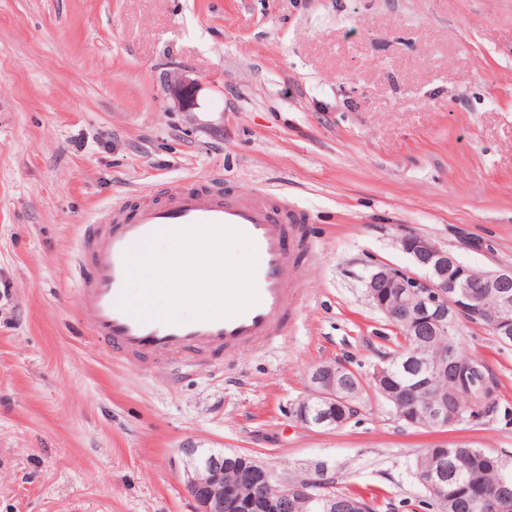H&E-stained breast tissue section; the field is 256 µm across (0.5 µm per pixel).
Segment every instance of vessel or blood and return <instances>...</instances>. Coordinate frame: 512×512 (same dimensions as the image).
<instances>
[{"instance_id":"b4317fda","label":"vessel or blood","mask_w":512,"mask_h":512,"mask_svg":"<svg viewBox=\"0 0 512 512\" xmlns=\"http://www.w3.org/2000/svg\"><path fill=\"white\" fill-rule=\"evenodd\" d=\"M308 212L272 191L239 195L220 183L161 190L159 198H122L85 225L71 267L76 309L90 336L114 358L188 364L202 352L219 357L273 343L295 316L296 290L309 254ZM221 223L249 236L257 250L259 301L233 318L169 323L156 313L124 309L129 294L125 258L146 250L159 232Z\"/></svg>"}]
</instances>
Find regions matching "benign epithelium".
<instances>
[{
	"instance_id": "1",
	"label": "benign epithelium",
	"mask_w": 512,
	"mask_h": 512,
	"mask_svg": "<svg viewBox=\"0 0 512 512\" xmlns=\"http://www.w3.org/2000/svg\"><path fill=\"white\" fill-rule=\"evenodd\" d=\"M400 250L411 262L410 267L392 264H377L363 280L366 297L370 304L383 313L398 329L403 348L391 362L375 368L373 376L378 383V394L386 401H393L395 392L381 385L397 358L403 363H427L428 368L449 373L456 388L469 390L468 366L458 363L448 350L441 352L437 360L426 361L425 353L410 346L408 336H452L459 318L473 325L484 326L494 321L497 335L512 337V319L504 315L491 316L478 296L466 291L472 268L436 243L404 232L396 237ZM488 288H512V270L485 272ZM336 374L328 367H317L310 375L307 396L294 406V417L305 425L312 424V410L323 412V421L341 423L336 418ZM423 405L432 425L444 429L455 422V414L448 402V392H431L425 383L419 384ZM187 458L186 485L197 504V512H241L242 498L238 484L224 479L225 454L212 455L207 459L198 457V449H181ZM317 478L290 481L278 480L273 472L260 461L252 458L247 469V482L253 488L250 508L256 512H283L288 508V494L299 492L307 505L320 504L329 499L332 490L324 479V464L315 466ZM418 483L435 494H444L446 474L440 470H429L419 474ZM470 512H506L509 501L503 500L493 506L483 496L468 501Z\"/></svg>"
}]
</instances>
